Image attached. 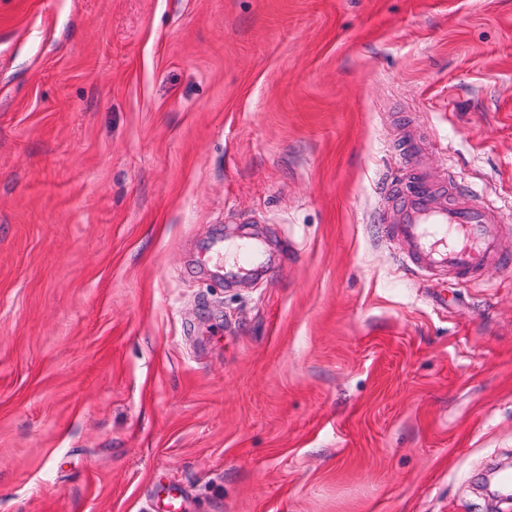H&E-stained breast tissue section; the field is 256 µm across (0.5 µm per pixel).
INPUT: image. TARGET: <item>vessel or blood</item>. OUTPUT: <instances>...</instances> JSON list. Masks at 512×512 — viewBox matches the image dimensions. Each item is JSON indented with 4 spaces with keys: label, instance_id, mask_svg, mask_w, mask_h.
<instances>
[{
    "label": "vessel or blood",
    "instance_id": "obj_1",
    "mask_svg": "<svg viewBox=\"0 0 512 512\" xmlns=\"http://www.w3.org/2000/svg\"><path fill=\"white\" fill-rule=\"evenodd\" d=\"M383 199L391 211L388 238L400 245L403 267L423 275L447 273L466 282L483 281L492 269L512 267V253L499 245L500 207L479 202L478 193L455 170L432 181L420 168H412L404 189L385 187ZM233 250L231 262H216L215 272L233 276L252 271L262 248L246 240L227 246L215 242L210 250Z\"/></svg>",
    "mask_w": 512,
    "mask_h": 512
}]
</instances>
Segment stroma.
<instances>
[{
    "label": "stroma",
    "mask_w": 512,
    "mask_h": 512,
    "mask_svg": "<svg viewBox=\"0 0 512 512\" xmlns=\"http://www.w3.org/2000/svg\"><path fill=\"white\" fill-rule=\"evenodd\" d=\"M408 125L511 251L512 0H0V512H512V269L400 265ZM229 245H224L223 241H217L213 243L208 249L209 254L216 253L219 256H222V261L215 263L210 262L211 266L215 270V273L222 275V272L224 271L226 276H233L252 271L256 266L260 264L258 257L262 254V248L259 244L250 240H246L235 242ZM231 246L234 251V257L231 262L224 265L223 252L228 251Z\"/></svg>",
    "instance_id": "stroma-1"
}]
</instances>
